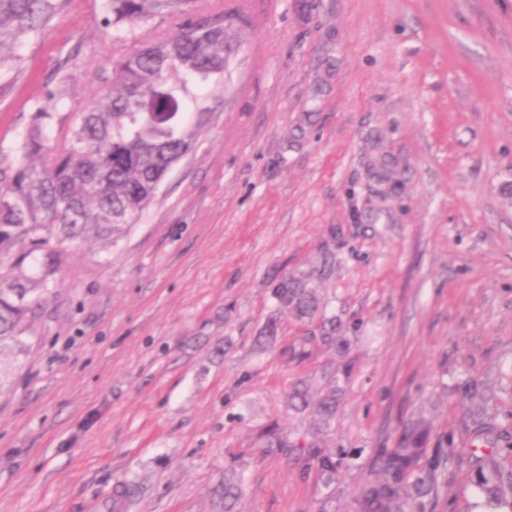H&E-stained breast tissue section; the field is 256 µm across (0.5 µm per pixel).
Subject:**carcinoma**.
Wrapping results in <instances>:
<instances>
[{
    "instance_id": "obj_1",
    "label": "carcinoma",
    "mask_w": 512,
    "mask_h": 512,
    "mask_svg": "<svg viewBox=\"0 0 512 512\" xmlns=\"http://www.w3.org/2000/svg\"><path fill=\"white\" fill-rule=\"evenodd\" d=\"M62 5L63 0H0L1 93L19 66L9 50L43 30ZM157 19L171 22V29L112 59L90 106L58 125L49 107H36L19 158L0 168V391L29 349V319L52 293L68 250L90 238L115 242L138 223L167 168L193 151L210 120L212 108L195 90L224 85L230 52L237 50L230 17L222 8L203 12L199 0H106L101 24L123 36ZM274 296L300 316L317 310L305 275L284 277ZM339 328L334 317L324 321L321 342L341 346ZM339 393L333 382L313 401L297 383L288 406L299 413L314 409L328 430ZM422 431L414 423L395 447L383 449L384 476L361 489L359 512H397L394 505L407 487L419 496L436 483L454 440L448 438L447 451L437 448L426 458ZM469 436L461 462L470 469L479 505L484 512H512V425L478 415ZM266 447L286 455L304 444L289 434H272ZM305 465L328 484L340 460L329 449H316ZM240 490L224 483L218 512H232Z\"/></svg>"
}]
</instances>
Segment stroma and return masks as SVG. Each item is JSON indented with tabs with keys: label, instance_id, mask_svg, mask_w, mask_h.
I'll list each match as a JSON object with an SVG mask.
<instances>
[{
	"label": "stroma",
	"instance_id": "stroma-1",
	"mask_svg": "<svg viewBox=\"0 0 512 512\" xmlns=\"http://www.w3.org/2000/svg\"><path fill=\"white\" fill-rule=\"evenodd\" d=\"M239 49L192 154L116 243L69 251L0 391V512H358L381 451L430 421L426 450L468 441L477 411L512 419V0H223ZM67 0L16 47L0 158L32 112L85 108L127 49ZM310 276L346 343L273 285ZM340 396L332 429L288 389ZM341 451L324 484L263 450L271 427ZM139 498L117 507V487ZM446 461L422 512H472Z\"/></svg>",
	"mask_w": 512,
	"mask_h": 512
}]
</instances>
